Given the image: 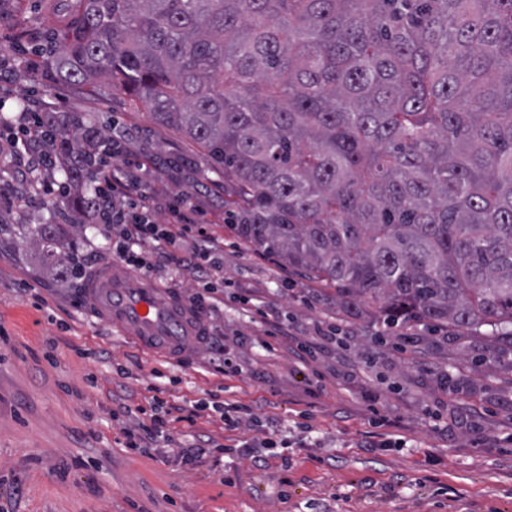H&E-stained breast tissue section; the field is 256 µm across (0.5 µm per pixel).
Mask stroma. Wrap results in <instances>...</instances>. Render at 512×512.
<instances>
[{
  "instance_id": "35a3bbf8",
  "label": "stroma",
  "mask_w": 512,
  "mask_h": 512,
  "mask_svg": "<svg viewBox=\"0 0 512 512\" xmlns=\"http://www.w3.org/2000/svg\"><path fill=\"white\" fill-rule=\"evenodd\" d=\"M51 0H0V151L24 99L61 118L89 114L128 143L114 163L153 195H190L224 239V277L252 296L203 309L211 342L230 344L235 376L209 350L184 363L143 354L95 317L83 282L59 278L34 248L0 236V512H512V372L485 334L415 326L414 346L378 343L382 324L352 320L330 292L277 259L246 249L227 224L224 179L197 146L108 86L45 85L32 62L46 48ZM147 171H140V164ZM63 200L0 207L7 223L55 221L85 272L113 264L119 230L75 233ZM289 325V336L269 334ZM339 328L327 340V327ZM310 345L301 359L289 339ZM251 406L254 425L226 430L216 414L166 419L164 439L124 445V407ZM276 419L282 456L257 447ZM394 446L364 449L370 437ZM224 447L197 463L178 452L194 437Z\"/></svg>"
}]
</instances>
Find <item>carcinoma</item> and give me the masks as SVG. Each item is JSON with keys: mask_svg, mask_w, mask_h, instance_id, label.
<instances>
[{"mask_svg": "<svg viewBox=\"0 0 512 512\" xmlns=\"http://www.w3.org/2000/svg\"><path fill=\"white\" fill-rule=\"evenodd\" d=\"M37 70L98 80L193 141L230 229L350 318L512 347V0H56ZM75 217L99 206L91 116L42 113ZM31 240L71 273L53 225Z\"/></svg>", "mask_w": 512, "mask_h": 512, "instance_id": "obj_1", "label": "carcinoma"}]
</instances>
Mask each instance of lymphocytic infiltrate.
Wrapping results in <instances>:
<instances>
[{
	"instance_id": "1",
	"label": "lymphocytic infiltrate",
	"mask_w": 512,
	"mask_h": 512,
	"mask_svg": "<svg viewBox=\"0 0 512 512\" xmlns=\"http://www.w3.org/2000/svg\"><path fill=\"white\" fill-rule=\"evenodd\" d=\"M99 154L95 169L102 205L87 214L90 224L104 228L118 225L124 243L115 247V257L128 268L152 274L156 257H164L190 271L199 285L194 305L222 298L228 283L224 279V244L211 229L203 212L195 211L188 196L178 195L165 201L166 223L153 218L154 204L147 192H134L126 173L112 165L114 149Z\"/></svg>"
}]
</instances>
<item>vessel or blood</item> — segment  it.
<instances>
[{"label": "vessel or blood", "mask_w": 512, "mask_h": 512, "mask_svg": "<svg viewBox=\"0 0 512 512\" xmlns=\"http://www.w3.org/2000/svg\"><path fill=\"white\" fill-rule=\"evenodd\" d=\"M84 294L95 315L117 327L143 352L179 361L204 340L206 324L177 291L115 265L89 277Z\"/></svg>", "instance_id": "1"}]
</instances>
